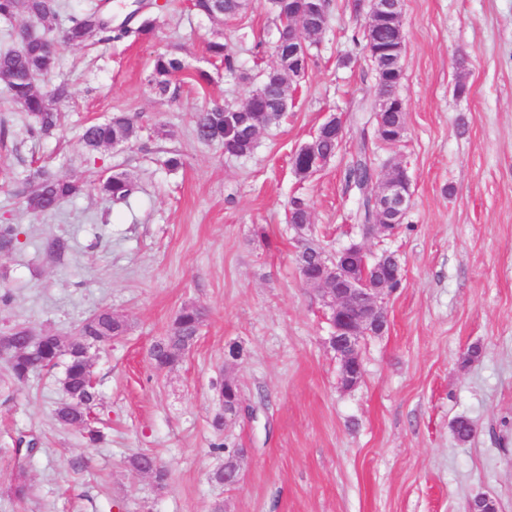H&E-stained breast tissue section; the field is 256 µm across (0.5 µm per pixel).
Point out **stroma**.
<instances>
[{
	"mask_svg": "<svg viewBox=\"0 0 512 512\" xmlns=\"http://www.w3.org/2000/svg\"><path fill=\"white\" fill-rule=\"evenodd\" d=\"M145 3L153 35L63 47L55 74L38 81L47 96L62 82L72 92L53 135L31 136L0 91V225L20 232L0 253V295L10 296L0 333L68 338L104 309L128 326L89 350L96 445L54 418L68 399L62 368L14 385L0 363V512H211L218 501L224 512H465L480 493L512 512V0H404L405 131L393 145L360 119L376 99L354 42L366 14L332 0L326 31L307 40L295 106L243 157L200 141L192 115L243 105L275 65L266 0L229 24L194 14L189 0ZM218 37L237 74L208 52ZM160 52L186 64L165 94L151 82ZM199 71L210 83L195 81ZM114 112L137 115L138 141L86 152L85 126ZM334 112L343 143L319 172L297 175L293 155ZM363 139L378 172L406 167L413 197L399 233L366 244L394 251L403 280L386 332L362 342L361 385L346 391L319 292L296 267L288 207L308 202L326 252L355 240L358 197L344 174ZM170 152L184 161L173 173L162 165ZM41 167L83 185L50 216L14 195ZM112 170L133 178L129 201L95 191ZM186 306L205 313L197 340L156 370L149 349ZM474 345L480 356L463 362ZM227 374L242 411L218 430ZM459 416L476 429L465 444L451 431ZM21 436L37 439L35 453L16 455ZM227 447L245 451L234 486L214 478ZM140 453L168 469L165 486L131 468ZM21 480L22 500L12 493Z\"/></svg>",
	"mask_w": 512,
	"mask_h": 512,
	"instance_id": "obj_1",
	"label": "stroma"
}]
</instances>
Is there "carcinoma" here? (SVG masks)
Here are the masks:
<instances>
[{"label":"carcinoma","instance_id":"1","mask_svg":"<svg viewBox=\"0 0 512 512\" xmlns=\"http://www.w3.org/2000/svg\"><path fill=\"white\" fill-rule=\"evenodd\" d=\"M269 9L278 21L277 32L282 38L281 53L288 52V19L297 18L303 12V0H268ZM192 9L207 18H234L248 8L245 0H192ZM17 19L19 25L37 23L53 32L59 31L67 37L66 43L81 45L87 42L120 41L127 38L142 39L150 36L156 29V19L141 14L130 26L112 28V22L92 6L78 13L62 16L59 0H0V18ZM364 50L369 53L375 73L376 91H392L401 78L393 74L392 67L385 59L391 57V51L403 52L401 44L405 37L387 17H381L372 30L363 31ZM208 52L222 59L225 69L234 74L235 53L232 47L219 40L208 42ZM58 64V47L50 48L39 42L17 41L12 49L0 51V82L12 104L25 112L29 119V133L32 136H47L57 128L60 111L56 103L69 98V87L58 84L52 97L43 96L36 89V81L54 72ZM181 59L167 53L157 55L153 60V84L162 94L169 91L171 78L182 71ZM291 75L288 65L270 68L261 74L259 86L266 89L263 98L249 97L248 107L211 106L200 109L194 114L195 132L198 139L205 142H217L224 146V152L243 156L253 153L257 147L259 129L278 124L285 112L293 107L288 100V88ZM368 121L374 126L377 138L385 143L390 139L385 134L402 135L405 127V113L398 111H373ZM139 128L136 119L128 113H115L103 122L91 123L85 127L81 142L88 151H96L112 144L117 139L131 143L137 139ZM338 146L336 135L326 134L310 141L309 153H313L324 163L331 158ZM373 169L370 149L366 140H361L356 157L345 171V183L350 189L359 192V206L356 219L358 233L368 231L370 197L367 179ZM95 189L116 202L128 201L135 192V183L131 176L122 172H112L98 179ZM83 190L80 183L58 178L46 170L37 169L19 182L15 196L25 210L35 215H44L55 211L60 203L72 198ZM310 207L300 198H294L289 207V223H310ZM392 260L383 253L370 261L367 277L370 283L378 285L383 277L390 274ZM202 322V312L195 306L182 308L167 335L160 340L158 351H149L154 367L165 370L173 367L180 359L186 345L195 341ZM119 325L112 321V313L106 310L83 322L73 337L69 349L62 350L50 340L36 352L21 353L16 357L11 369V377L16 384H25L37 370L58 364L64 365L66 386L79 393L80 400L60 405L55 411L56 420L67 426L82 429L90 443L102 440L101 431L90 420L92 407L97 400L96 384L91 382V363L85 356L80 344L82 336H99L108 330H116ZM221 401L233 404L240 395V386L236 379L226 377L218 384ZM451 429L460 443L469 442L474 430L465 417L452 421Z\"/></svg>","mask_w":512,"mask_h":512}]
</instances>
